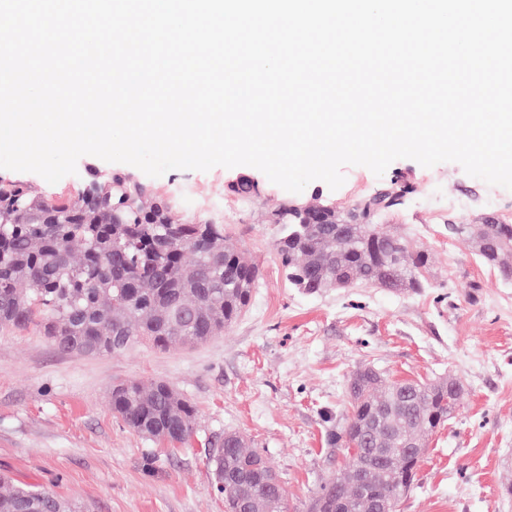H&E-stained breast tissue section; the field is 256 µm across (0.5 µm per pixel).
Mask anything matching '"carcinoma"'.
I'll list each match as a JSON object with an SVG mask.
<instances>
[{
  "mask_svg": "<svg viewBox=\"0 0 512 512\" xmlns=\"http://www.w3.org/2000/svg\"><path fill=\"white\" fill-rule=\"evenodd\" d=\"M387 206L357 204L362 224H311L290 213L289 202L275 213V250L291 287L315 294L365 283L395 292L428 287V253L377 230L378 218L395 208L406 187L392 186ZM18 193L16 219L0 223V329L31 325L69 355L122 353L148 341L158 349L202 344L224 332L249 306L258 270L224 237L221 224H196L174 212L172 224H125L100 216L98 222L43 224ZM456 234L469 242L482 263L512 282V224H462ZM459 396L450 379L431 383H390L365 365L349 379V410L329 430L336 448H358L340 476L311 498L344 512H367L384 499L397 509L416 485L425 451L424 436L448 422ZM112 410L126 426L155 440L190 436L196 408L170 384L149 387L129 381L112 390ZM209 463L225 512H283V489L264 473L274 466L236 431L224 432V446ZM0 512H82L42 489L17 486L0 475Z\"/></svg>",
  "mask_w": 512,
  "mask_h": 512,
  "instance_id": "obj_1",
  "label": "carcinoma"
}]
</instances>
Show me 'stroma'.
I'll return each mask as SVG.
<instances>
[{
	"mask_svg": "<svg viewBox=\"0 0 512 512\" xmlns=\"http://www.w3.org/2000/svg\"><path fill=\"white\" fill-rule=\"evenodd\" d=\"M108 170L132 176L183 213L223 225L260 277L246 312L221 335L188 348L147 344L119 354L73 356L34 328L0 331V472L89 512H224L208 458L224 433L265 450L279 475L285 512H306L320 484L344 470L347 449L330 447V421L347 410L360 366L392 381L452 376L463 389L448 423L429 435L418 482L398 512H512V282L502 281L449 230L484 221L512 224V190L444 162H392L383 175L344 167V184L320 180L298 194L250 166L171 170L150 177L85 155L55 184L21 173L32 192L72 201ZM258 180L242 199L230 186ZM411 186L379 229L430 256L423 292L358 286L309 295L289 287L274 249L273 204L322 195L345 208L376 189ZM463 196L464 212L432 199ZM170 383L196 406L184 442L151 441L112 412L114 386Z\"/></svg>",
	"mask_w": 512,
	"mask_h": 512,
	"instance_id": "stroma-1",
	"label": "stroma"
}]
</instances>
